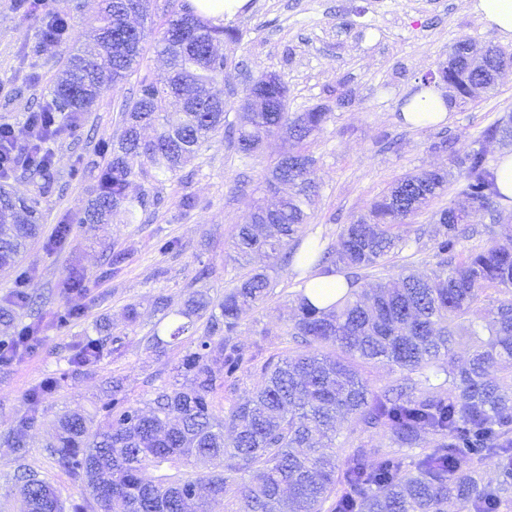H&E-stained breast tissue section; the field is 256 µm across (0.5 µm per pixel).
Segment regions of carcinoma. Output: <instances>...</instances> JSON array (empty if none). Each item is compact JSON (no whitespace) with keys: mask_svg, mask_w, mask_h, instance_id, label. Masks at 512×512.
<instances>
[{"mask_svg":"<svg viewBox=\"0 0 512 512\" xmlns=\"http://www.w3.org/2000/svg\"><path fill=\"white\" fill-rule=\"evenodd\" d=\"M150 0H103L94 43L72 48L58 76L51 104L31 113L30 123L48 139L58 131V118L81 126L83 114L98 104L104 88L127 79L139 65L144 35L123 37L129 12L141 16ZM193 14L182 0H171L158 42L168 58L164 76L140 82L136 99L121 108L122 131L100 152L110 160L102 169L96 195L85 208L82 224H110L112 215H130L158 199L128 188L146 164L175 172L197 157L202 147L224 132V100L207 95L224 78L227 59L214 50L231 29L184 27ZM67 17L60 16L44 38L62 40ZM482 60L462 55L459 44L448 53L443 81L465 107L484 90L476 80ZM261 101L240 115L235 143L250 156L263 139L285 129L291 141L265 177L267 197L257 201L248 224L238 225L233 248L240 256L263 251L273 259L266 269H251L212 305L207 294L193 293L175 313L156 302L163 317L181 322L169 339L155 333V349L187 344L177 366L189 386L163 384L140 408L129 403L121 379L106 381L112 400L91 415L65 412L46 445L56 464L81 484L86 497L72 512H211L224 503L227 512H496L512 497V298L481 315L478 303L487 291L512 288V251L491 246L454 264L459 240L472 228L451 222L466 215L497 211L504 198L497 168L483 141H512V117L489 126L478 147L450 149L448 140L433 142L435 151L450 150L452 168L463 177L462 200L434 213L432 237L440 257L430 276L400 273L397 281L375 288L363 285L361 271L377 267L407 246L399 229L447 189L452 172L424 170L397 179L376 198L366 214L344 225L337 250L312 246L298 253L302 226L317 195L306 178L313 164L310 138L323 129L330 109L317 105L290 112L287 90L259 80ZM186 95L178 116L167 117L169 99ZM146 127L156 128L150 139ZM35 202L0 188V267L17 261L39 236ZM307 265L320 275L346 270L347 292L325 309L301 293L296 313L284 335L298 346L293 355L271 356L257 365L259 352L239 345L241 321L272 293L277 268ZM36 304L18 290L0 306V325L9 327L15 309ZM472 342L469 362L457 368L449 361L454 337ZM101 345L93 340L72 358L77 368L95 362ZM386 361L406 372L395 382L373 388L359 363ZM496 367L500 377H488ZM257 377L250 396L238 399L223 415L215 411L217 388ZM444 379L453 387L445 394ZM54 391L47 381L27 394V411L5 442L24 457L28 432L40 417L43 401ZM353 417L360 438L338 462L336 449L322 440L336 438L338 417ZM433 436L430 448L422 434ZM498 457L500 480L481 487L478 465ZM19 512H64L56 489L25 464L13 475Z\"/></svg>","mask_w":512,"mask_h":512,"instance_id":"carcinoma-1","label":"carcinoma"}]
</instances>
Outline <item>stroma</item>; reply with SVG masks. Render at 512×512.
<instances>
[{
	"label": "stroma",
	"instance_id": "35a3bbf8",
	"mask_svg": "<svg viewBox=\"0 0 512 512\" xmlns=\"http://www.w3.org/2000/svg\"><path fill=\"white\" fill-rule=\"evenodd\" d=\"M168 3L151 2L141 73L155 76L166 67L156 41ZM14 4L0 0V123L20 133L29 112L51 103L69 52L42 44V18L22 14ZM224 24L242 34L239 41L220 45L229 64L214 92L231 104L227 124H236L248 81L263 72L275 73L286 86L289 111L320 104L331 110L310 146L315 162L308 178L318 195L303 230L305 239L332 249L339 245L343 226L366 213L396 179L449 168L448 153L430 151L433 141L444 137L454 149L467 150L483 130L512 114L511 68L494 93L476 105L456 108L445 122L415 126L399 118L405 100L416 96L424 78L447 61L457 41L512 52V40L488 30L471 11L470 0H248L245 10L225 17ZM137 89L133 77L106 89L81 127H62L50 139L51 191L38 194L35 181L20 168L0 181L13 194L35 199L42 215L40 237L13 267L0 269V306L19 287L41 302L38 314L20 315L9 329L0 326V342L10 344L19 328L39 325L31 344L18 345L13 363L0 371V433L24 414L32 387L55 382L54 394L42 405L41 422L29 432L32 448L26 462L68 503L79 499V490L44 449L55 419L67 410L93 412L106 396V376L124 379L134 405L172 377L182 347L154 350L144 343L147 336L166 335L172 324L156 309V297L164 296L173 312L195 290L215 302L223 299L241 272L231 258L232 238L238 225L248 221L264 174L288 148L285 135L276 134L246 158L233 143L217 138L175 173L158 176L149 170L133 180L131 194L157 196L158 205L130 220L118 213L108 224L80 223L97 183V167L105 162L98 146L120 134V106ZM462 185L461 178H454L429 210L402 226L407 247L370 269L364 285L395 277L405 267L422 274L436 270L432 213L457 202ZM186 194L198 199L189 212L180 207ZM501 211L497 220L484 212L473 215L478 231L461 239L458 259L491 245L512 249V199L502 203ZM61 224L69 231L60 242L54 235ZM168 241L175 244L169 251L163 248ZM76 273L84 279L78 292L69 287ZM302 284L294 270L278 269L273 295L245 318L237 341L264 359L292 353L283 331ZM131 304L138 311L132 324L126 321ZM100 321L123 334L121 350L104 349L96 364L74 368L73 354L97 339Z\"/></svg>",
	"mask_w": 512,
	"mask_h": 512
}]
</instances>
